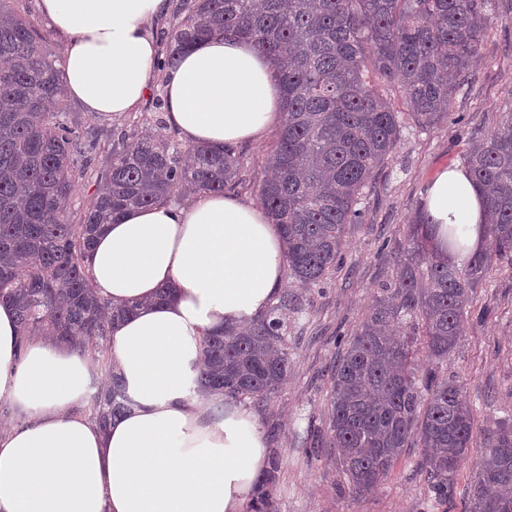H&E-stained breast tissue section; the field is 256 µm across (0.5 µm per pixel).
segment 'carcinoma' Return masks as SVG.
<instances>
[{
    "label": "carcinoma",
    "instance_id": "obj_1",
    "mask_svg": "<svg viewBox=\"0 0 512 512\" xmlns=\"http://www.w3.org/2000/svg\"><path fill=\"white\" fill-rule=\"evenodd\" d=\"M0 0V302L17 314L21 345L52 338L107 358L112 322L137 306L100 300L86 268L96 232L133 208L245 183L234 147L183 148L138 130L112 143L106 189L70 222L64 202L87 174L93 145L59 102L60 73L33 25ZM184 14L158 66L217 34L252 41L280 64L284 120L261 206L287 244L288 275L301 292L274 298L264 317L203 338L197 383L236 400L264 403L288 375V315L341 267L352 224L364 223L372 173L388 164L403 129L452 120L450 101L474 79L472 63L491 23L493 0H182ZM398 90L395 108L385 87ZM482 189L490 224L486 245L462 268L429 249L433 222L419 213L420 235L390 247L393 274L332 375L328 447L350 488L361 493L388 476L404 449L423 448L429 493L446 500L473 436L462 382L441 365L462 334L468 306L494 262L512 264V113L464 155ZM432 362L417 360V337ZM120 374L90 398L102 425L131 410ZM279 457L258 479L250 512H272ZM512 423L487 430L485 454L467 512H512Z\"/></svg>",
    "mask_w": 512,
    "mask_h": 512
}]
</instances>
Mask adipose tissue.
I'll use <instances>...</instances> for the list:
<instances>
[{"label":"adipose tissue","mask_w":512,"mask_h":512,"mask_svg":"<svg viewBox=\"0 0 512 512\" xmlns=\"http://www.w3.org/2000/svg\"><path fill=\"white\" fill-rule=\"evenodd\" d=\"M64 39L60 80L86 111L119 116L149 91L157 45L149 21L167 0H37ZM167 121L187 145L215 150L257 139L281 120L274 61L248 40L216 35L166 72ZM423 208L431 247L462 266L485 240L482 190L464 167L442 171ZM286 245L260 205L210 194L188 206L128 211L87 260L100 299L137 304L116 320L109 350L133 402L107 425L81 411L94 365L48 339L18 349L0 303V400L24 416L0 431V512H242L266 458L258 417L194 388L206 333L261 317L286 281ZM171 296L156 301L159 288Z\"/></svg>","instance_id":"1"}]
</instances>
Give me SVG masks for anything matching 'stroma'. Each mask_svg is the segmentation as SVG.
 I'll return each mask as SVG.
<instances>
[{
  "label": "stroma",
  "mask_w": 512,
  "mask_h": 512,
  "mask_svg": "<svg viewBox=\"0 0 512 512\" xmlns=\"http://www.w3.org/2000/svg\"><path fill=\"white\" fill-rule=\"evenodd\" d=\"M475 80L455 92L451 112L462 123H448L424 132L406 131L389 164L374 177L366 220L354 225L344 244L346 263L330 282L311 295L305 312L293 319L288 332V377L273 399L252 404L268 449L280 457L275 512H466L467 498L481 450L483 430L512 419V265L493 264L473 295L468 317L443 370L464 383L475 428L468 454L445 501L433 499L420 463V448L405 450L391 473L362 494H352L329 451L312 448L328 426L332 369L350 337L365 318L374 292L392 273V259L380 254L386 239L408 235L426 190L441 171L462 164L473 138L497 129L503 113L512 111V0H494V21L488 27L474 65ZM148 96L120 117L85 111L71 98L62 104L85 139L96 141L91 172L76 179L67 204L79 216L96 195L100 176L112 157V133L145 127L164 141H179L157 99L164 96V73L152 70ZM275 141L267 130L257 141L242 145L248 167L236 197L257 202L256 185L267 172Z\"/></svg>",
  "instance_id": "stroma-1"
}]
</instances>
